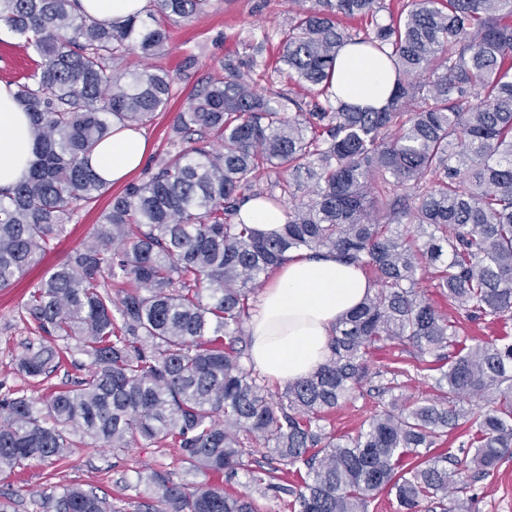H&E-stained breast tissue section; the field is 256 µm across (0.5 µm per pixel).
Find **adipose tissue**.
I'll return each mask as SVG.
<instances>
[{"mask_svg": "<svg viewBox=\"0 0 512 512\" xmlns=\"http://www.w3.org/2000/svg\"><path fill=\"white\" fill-rule=\"evenodd\" d=\"M333 80L343 100L355 105H383L394 84L379 58L351 46L340 51ZM14 92L13 85L0 82L2 188L23 178L32 151L30 118ZM147 151L141 131L119 129L93 151L89 163L101 179L116 184L142 166ZM373 291L362 269L331 253L290 255L261 293L248 324L253 368L279 383L308 376L325 361L339 319Z\"/></svg>", "mask_w": 512, "mask_h": 512, "instance_id": "obj_1", "label": "adipose tissue"}]
</instances>
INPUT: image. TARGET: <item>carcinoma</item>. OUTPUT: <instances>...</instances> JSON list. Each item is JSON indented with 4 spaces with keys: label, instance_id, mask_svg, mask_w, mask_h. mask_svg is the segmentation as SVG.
I'll list each match as a JSON object with an SVG mask.
<instances>
[{
    "label": "carcinoma",
    "instance_id": "obj_1",
    "mask_svg": "<svg viewBox=\"0 0 512 512\" xmlns=\"http://www.w3.org/2000/svg\"><path fill=\"white\" fill-rule=\"evenodd\" d=\"M75 2L0 0V24L37 57L15 82L33 159L0 189V289L105 193L88 160L112 126L146 125L172 97L163 72L115 70L132 49L165 51V24L114 25ZM210 4L150 0L149 18ZM384 10V0H298L280 62L313 91L309 109L256 92L231 59L192 93L156 171L111 198L92 236L22 304L41 342L18 358L20 373L50 377L70 339L90 364L40 398L0 393V470L68 457L79 447L73 429L115 453L169 440L187 475L247 476L234 494L150 472L139 480L159 493L146 512H255V492L292 496L290 512H368L385 489L396 512H461L464 503H448L461 471L488 475L512 453V341L449 357L456 322L423 291L439 289L470 318H512V0H406L385 24ZM341 17L365 26L353 31ZM347 44L389 59L395 86L383 107L334 92ZM286 197L279 234L238 217L249 198ZM323 250L370 270L381 288L338 321L326 362L273 398L248 366L243 325L288 254ZM381 343L433 357L435 395L394 397L356 435L338 437L325 421L363 383ZM473 398L483 410L464 407ZM462 420L472 454L434 452ZM248 443L265 449L266 464L253 465ZM290 473L300 486L284 484ZM46 503L124 512L79 485Z\"/></svg>",
    "mask_w": 512,
    "mask_h": 512
}]
</instances>
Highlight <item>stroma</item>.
<instances>
[{
    "label": "stroma",
    "mask_w": 512,
    "mask_h": 512,
    "mask_svg": "<svg viewBox=\"0 0 512 512\" xmlns=\"http://www.w3.org/2000/svg\"><path fill=\"white\" fill-rule=\"evenodd\" d=\"M296 10L292 0H212L206 12L171 24L166 51L145 59L138 51L126 54L120 67L124 70H163L173 80L174 109L158 113L153 123L144 127L149 152L134 180L145 177L158 158L169 150L170 129L176 110L182 109L201 80L220 74L225 60H233L241 71L250 73L257 92H282L311 102V94L284 76L274 75L279 61L280 45L288 31V20ZM194 54L193 68H184L187 54ZM33 64V54L7 29H0V80L11 81ZM121 186L109 187L93 207L79 211L65 233L54 240L53 248L43 261L19 284L0 290V387L25 388L29 393H43L45 386L28 380L16 369L18 357L33 336L18 318V304L28 292L60 260L79 249L89 236L100 213ZM417 362L413 348L383 347L369 357L370 376L353 396L329 418L337 435L353 436L361 423L375 411L378 403L391 400L393 394L432 396L431 379L413 373ZM403 369L398 377L396 393L382 392L385 372ZM162 473L167 480L185 481L183 465L176 449L164 447L128 448L114 453L111 448L89 444L77 448L67 460L47 464L32 461L22 470L0 472V498L12 497V512H46L45 498L65 485L76 484L106 494L126 512H136L138 503L155 495L156 487L137 480L138 474ZM458 499L468 501L471 512H512V455L505 457L487 477L466 470L461 474Z\"/></svg>",
    "instance_id": "obj_1"
}]
</instances>
